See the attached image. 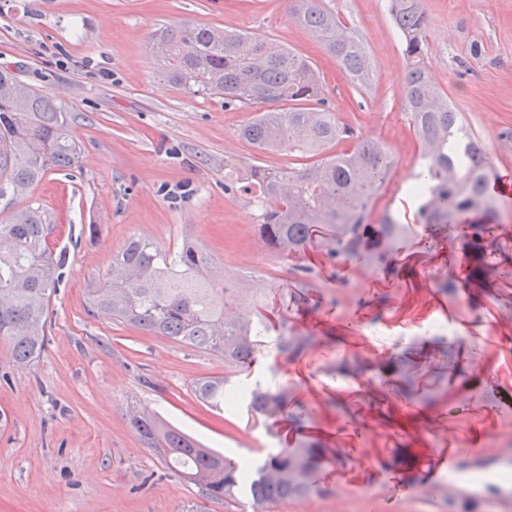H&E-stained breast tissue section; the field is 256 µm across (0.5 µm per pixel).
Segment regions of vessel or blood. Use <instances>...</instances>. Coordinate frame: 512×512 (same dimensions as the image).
<instances>
[{
  "label": "vessel or blood",
  "instance_id": "b4317fda",
  "mask_svg": "<svg viewBox=\"0 0 512 512\" xmlns=\"http://www.w3.org/2000/svg\"><path fill=\"white\" fill-rule=\"evenodd\" d=\"M510 462H512L510 451L497 448L487 452L465 443L455 448L441 450L434 462L421 463L420 469L424 478L418 481L417 486L437 497L462 498L469 495V488L447 483L446 475L464 469H483Z\"/></svg>",
  "mask_w": 512,
  "mask_h": 512
}]
</instances>
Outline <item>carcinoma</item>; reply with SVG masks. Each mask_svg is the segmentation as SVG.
<instances>
[{
    "label": "carcinoma",
    "mask_w": 512,
    "mask_h": 512,
    "mask_svg": "<svg viewBox=\"0 0 512 512\" xmlns=\"http://www.w3.org/2000/svg\"><path fill=\"white\" fill-rule=\"evenodd\" d=\"M300 25L316 32L327 53L356 89L368 84L370 53L362 38L318 0H292ZM389 12L401 32L408 61L405 98L413 135L426 157L412 180L431 192L419 199V215L430 229L448 228L450 219L468 211H489L492 157L466 134L459 113L435 83L425 61L428 18L422 0H389ZM151 38L163 41L162 75L199 95H220L224 106L256 111L240 136L258 152L286 151L304 159L288 169L254 165L249 180L259 195L255 227L262 242L280 255L302 259L314 228L330 229L323 243L331 259L357 258L365 246L366 208L389 174L388 149L371 138L344 152L335 148L350 129L325 107L318 71L304 56L276 40L208 26H161ZM0 338L10 343L15 364L28 365L46 347V313L59 284L66 254L54 252L49 237L55 224L42 206H15L34 183L53 170L70 169L81 157L67 113L40 96L11 70L0 69ZM213 263L202 246L189 242L175 251L150 238L132 237L112 258L90 289L87 311L108 312L116 322L224 359L231 370L248 368L260 355L261 337L270 326L260 312L235 316L236 288L208 273ZM307 336L283 332L279 350L302 351ZM248 391L246 407L257 421L296 420L305 406L291 410L288 390L278 383H230L210 377L193 385L195 396L219 410L224 397ZM127 422L143 447L164 466L198 488L206 501L249 502L266 508L320 492L315 481L327 450L316 439L293 448H277L256 461L235 460L206 448L182 430L143 413Z\"/></svg>",
    "instance_id": "1"
}]
</instances>
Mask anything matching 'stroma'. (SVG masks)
<instances>
[{
  "label": "stroma",
  "instance_id": "35a3bbf8",
  "mask_svg": "<svg viewBox=\"0 0 512 512\" xmlns=\"http://www.w3.org/2000/svg\"><path fill=\"white\" fill-rule=\"evenodd\" d=\"M368 44L373 79L356 91L289 0H0V67L57 104L82 143L78 164L49 172L30 198L51 213V249L66 251L48 343L26 367L0 339V512H189L196 487L143 448L124 412L157 414L230 458H263L308 435L345 452L329 461L314 512H462V500L411 493L416 467L463 440L512 449V200L462 216L430 237L404 193L419 150L405 101L407 62L388 0H320ZM426 61L449 105L512 177V0H422ZM216 25L264 34L309 56L323 97L356 135L392 151L396 172L366 221L400 224L361 258L303 261L259 243L243 197L224 192L228 167L299 165L241 139L250 112L160 77L152 31ZM171 249L195 241L224 265L241 301L258 300L271 329L251 380L276 378L309 419L253 421L218 413L196 380L223 359L86 312L87 290L130 236ZM380 321L386 338L361 324ZM447 326L444 334L435 325ZM309 336L277 350L281 329ZM394 336L401 345H391Z\"/></svg>",
  "mask_w": 512,
  "mask_h": 512
}]
</instances>
